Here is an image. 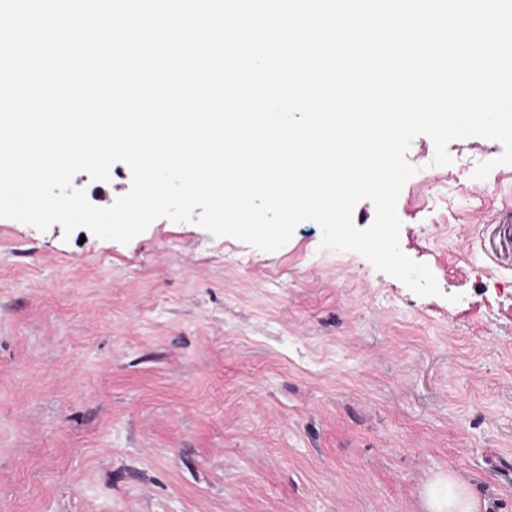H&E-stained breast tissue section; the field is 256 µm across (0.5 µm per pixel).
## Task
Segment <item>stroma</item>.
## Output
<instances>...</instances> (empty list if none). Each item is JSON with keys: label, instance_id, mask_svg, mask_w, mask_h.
Masks as SVG:
<instances>
[{"label": "stroma", "instance_id": "stroma-1", "mask_svg": "<svg viewBox=\"0 0 512 512\" xmlns=\"http://www.w3.org/2000/svg\"><path fill=\"white\" fill-rule=\"evenodd\" d=\"M414 139L421 297L301 223L264 252L161 218L123 244L0 218V512H428L455 473L512 512V217L501 143ZM92 204L131 172L73 180ZM502 228H501V227ZM491 228V229H490ZM504 228V229H503ZM488 234V246L484 242L485 251L494 260H512L511 224H491Z\"/></svg>", "mask_w": 512, "mask_h": 512}]
</instances>
